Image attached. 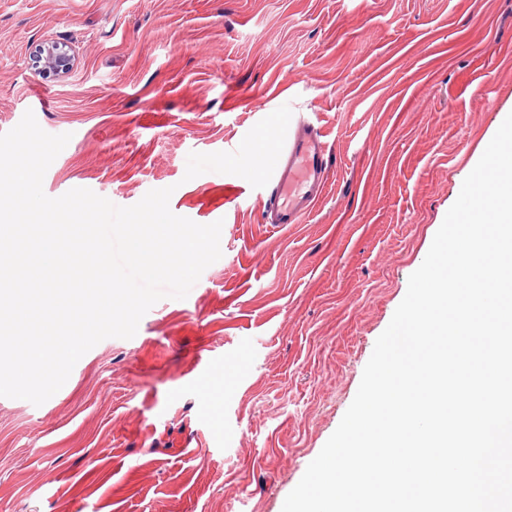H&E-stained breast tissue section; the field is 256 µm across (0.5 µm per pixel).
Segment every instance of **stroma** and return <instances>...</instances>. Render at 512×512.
Segmentation results:
<instances>
[{
  "mask_svg": "<svg viewBox=\"0 0 512 512\" xmlns=\"http://www.w3.org/2000/svg\"><path fill=\"white\" fill-rule=\"evenodd\" d=\"M46 41L68 75L34 64ZM285 104L329 144L301 223L242 177L185 180ZM29 109L71 136L48 196L173 187V213L222 221V256L42 405L0 397V512H282L512 113V0H0V133ZM37 59L45 70L56 76H65L70 73L75 64L70 49L58 43H43L37 50Z\"/></svg>",
  "mask_w": 512,
  "mask_h": 512,
  "instance_id": "obj_1",
  "label": "stroma"
}]
</instances>
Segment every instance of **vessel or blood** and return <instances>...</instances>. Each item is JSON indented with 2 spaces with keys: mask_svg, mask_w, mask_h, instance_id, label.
<instances>
[{
  "mask_svg": "<svg viewBox=\"0 0 512 512\" xmlns=\"http://www.w3.org/2000/svg\"><path fill=\"white\" fill-rule=\"evenodd\" d=\"M327 165L326 143L319 129H289L269 180L275 223H300L314 208L325 189Z\"/></svg>",
  "mask_w": 512,
  "mask_h": 512,
  "instance_id": "obj_1",
  "label": "vessel or blood"
}]
</instances>
